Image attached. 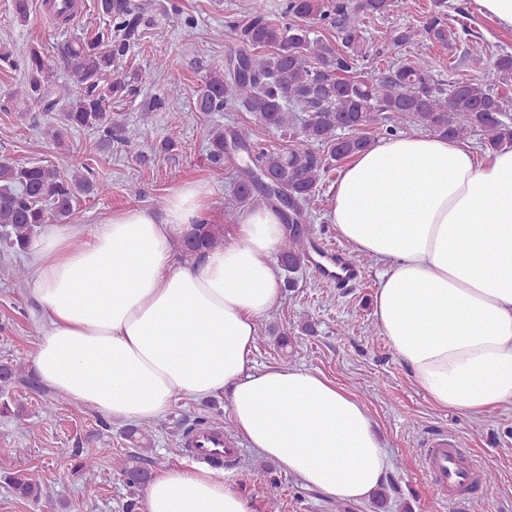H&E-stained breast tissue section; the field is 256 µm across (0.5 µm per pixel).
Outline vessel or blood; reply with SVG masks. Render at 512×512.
I'll list each match as a JSON object with an SVG mask.
<instances>
[{
    "mask_svg": "<svg viewBox=\"0 0 512 512\" xmlns=\"http://www.w3.org/2000/svg\"><path fill=\"white\" fill-rule=\"evenodd\" d=\"M224 429L219 425H203L187 434L181 443L184 452L206 461L217 462L225 448ZM423 466L431 481L449 498L465 495L477 485L480 468L448 437L432 440L424 451Z\"/></svg>",
    "mask_w": 512,
    "mask_h": 512,
    "instance_id": "obj_1",
    "label": "vessel or blood"
}]
</instances>
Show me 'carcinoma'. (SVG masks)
<instances>
[{
	"instance_id": "obj_1",
	"label": "carcinoma",
	"mask_w": 512,
	"mask_h": 512,
	"mask_svg": "<svg viewBox=\"0 0 512 512\" xmlns=\"http://www.w3.org/2000/svg\"><path fill=\"white\" fill-rule=\"evenodd\" d=\"M408 0H285L281 20L266 15L263 0H250L242 19L225 25L229 54L222 69L210 71L193 96L181 121L193 114L250 112L265 129L287 139L283 148H268L255 139L252 126L232 133L233 147L245 152L252 165L235 176L236 198L242 208L259 201L282 208L289 234L282 242L280 265L299 269L304 239L297 225L305 223L310 204L336 163L363 151L370 143L366 130L406 133L411 126L432 135L465 140L484 136L483 147L512 145L509 99L499 86L512 82V53L503 52L485 78L453 81L448 87L431 71L404 59L378 74L363 71L361 60L366 23L403 10ZM102 23L94 33L57 44L47 57L30 46L24 58L25 79L0 99V109L24 104L40 112L62 113L59 125L41 129L59 143L67 131H91L107 149L112 140L129 142L137 130L112 116V100L136 92L135 80L119 73L141 40H159L164 30L134 0H97ZM425 32L448 45L467 32L448 23L446 0H435ZM67 78L53 79L56 66ZM224 127L208 138L209 162L224 165ZM104 187L75 165L0 160V239L15 252L29 249L37 229L52 220L69 224L81 234L79 202ZM224 245V225H195L181 258L187 265L206 250ZM23 364L0 362V388L21 378ZM121 474L136 477L140 488L151 472L132 461ZM6 482L15 497L41 501L45 476L19 469Z\"/></svg>"
}]
</instances>
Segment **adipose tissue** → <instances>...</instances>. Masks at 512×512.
I'll list each match as a JSON object with an SVG mask.
<instances>
[{
  "label": "adipose tissue",
  "mask_w": 512,
  "mask_h": 512,
  "mask_svg": "<svg viewBox=\"0 0 512 512\" xmlns=\"http://www.w3.org/2000/svg\"><path fill=\"white\" fill-rule=\"evenodd\" d=\"M201 182L175 189L163 217L112 211L74 242L45 227L29 250L44 333L40 381L134 422L176 397L225 394L236 433L306 486L346 502L384 482L388 455L355 395L302 368H248L258 320L277 303L271 254L281 215L242 212L230 241L193 266L182 238L211 218ZM329 220L383 270L374 317L415 385L477 415L512 404V148L481 153L434 135L382 139L352 156ZM147 512H253L224 477L193 465L158 472Z\"/></svg>",
  "instance_id": "1"
}]
</instances>
